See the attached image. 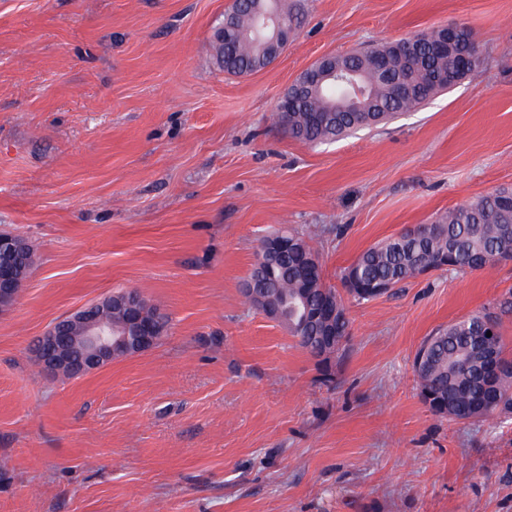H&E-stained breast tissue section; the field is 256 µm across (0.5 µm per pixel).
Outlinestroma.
<instances>
[{
	"label": "stroma",
	"instance_id": "1",
	"mask_svg": "<svg viewBox=\"0 0 512 512\" xmlns=\"http://www.w3.org/2000/svg\"><path fill=\"white\" fill-rule=\"evenodd\" d=\"M233 0H0V232L35 263L0 313V512H512V417L434 414L421 342L512 291V261L348 307L324 380L243 296L262 236H310L326 284L367 247L512 186V0H306L271 66L209 46ZM468 25L485 67L385 126L312 146L277 124L317 58ZM135 290L160 342L77 378L33 343Z\"/></svg>",
	"mask_w": 512,
	"mask_h": 512
}]
</instances>
